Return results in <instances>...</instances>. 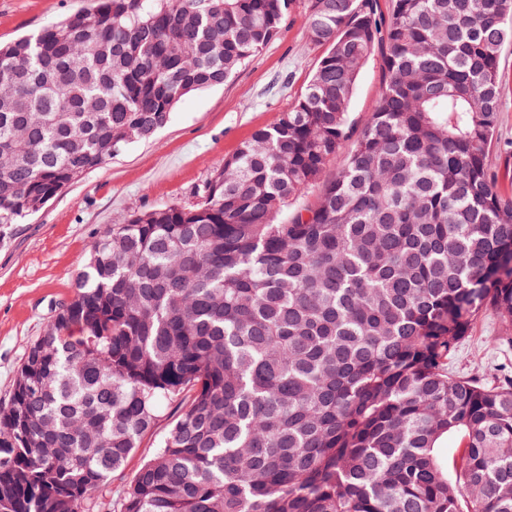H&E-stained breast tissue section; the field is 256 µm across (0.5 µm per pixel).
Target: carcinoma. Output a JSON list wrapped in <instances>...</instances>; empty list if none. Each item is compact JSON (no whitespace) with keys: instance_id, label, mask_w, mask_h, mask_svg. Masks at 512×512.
Listing matches in <instances>:
<instances>
[{"instance_id":"cac0c4a2","label":"carcinoma","mask_w":512,"mask_h":512,"mask_svg":"<svg viewBox=\"0 0 512 512\" xmlns=\"http://www.w3.org/2000/svg\"><path fill=\"white\" fill-rule=\"evenodd\" d=\"M392 2L309 0L325 52L294 106L196 204L93 243L0 403V510L512 512V378L448 371L488 308L512 341L491 160L512 0ZM294 3L93 0L0 45V238L109 161L99 147L231 79ZM164 398L163 442L112 495ZM382 83L380 54L375 51L363 67L351 104V119L354 132L362 129L370 114V109L379 93Z\"/></svg>"}]
</instances>
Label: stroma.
<instances>
[{"label":"stroma","instance_id":"stroma-1","mask_svg":"<svg viewBox=\"0 0 512 512\" xmlns=\"http://www.w3.org/2000/svg\"><path fill=\"white\" fill-rule=\"evenodd\" d=\"M88 0H0V43L36 33ZM308 0H296L275 40L223 85L183 99L153 138L130 145L83 174L0 243V401L20 361L61 305L89 259L92 242L133 212L197 202L220 161L255 131L275 123L305 90L322 57L306 32ZM503 107L493 158L497 187L512 193V43L501 56ZM379 54L363 67L351 104L362 129L379 93ZM493 310L476 320L451 363L454 374L493 384L512 373V343Z\"/></svg>","mask_w":512,"mask_h":512}]
</instances>
